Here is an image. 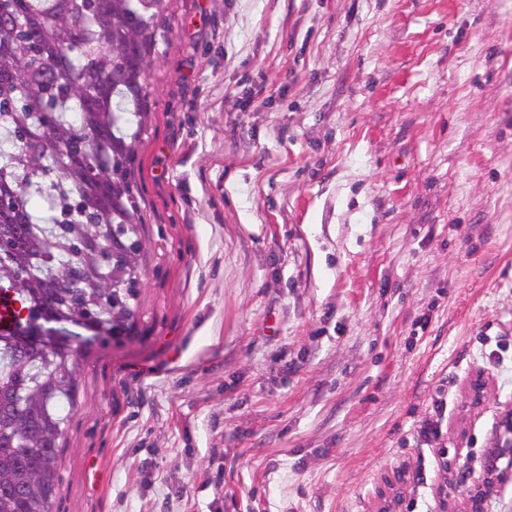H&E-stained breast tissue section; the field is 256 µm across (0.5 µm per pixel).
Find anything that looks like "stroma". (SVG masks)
Returning <instances> with one entry per match:
<instances>
[{"instance_id":"35a3bbf8","label":"stroma","mask_w":512,"mask_h":512,"mask_svg":"<svg viewBox=\"0 0 512 512\" xmlns=\"http://www.w3.org/2000/svg\"><path fill=\"white\" fill-rule=\"evenodd\" d=\"M143 107L55 512H463L512 409V0H163Z\"/></svg>"}]
</instances>
